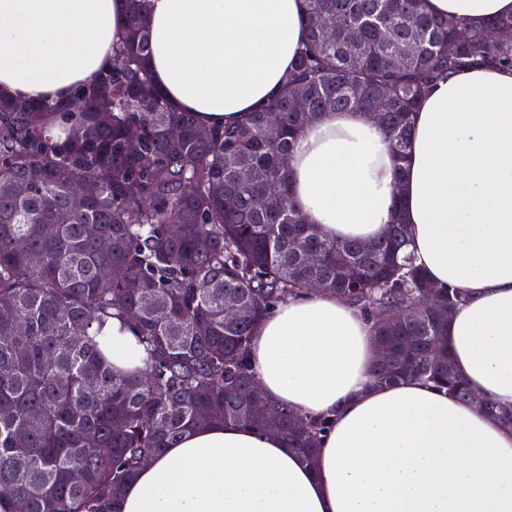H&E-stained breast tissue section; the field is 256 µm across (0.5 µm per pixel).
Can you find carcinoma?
<instances>
[{
  "mask_svg": "<svg viewBox=\"0 0 512 512\" xmlns=\"http://www.w3.org/2000/svg\"><path fill=\"white\" fill-rule=\"evenodd\" d=\"M126 2L114 66L79 88L78 111L0 96V485L12 489L10 512H119L144 456L187 431L265 428L230 388L256 385L255 325L313 278L373 320L377 343L396 346L375 363V382L423 379L462 401L467 392L452 360L434 354L448 351V317L424 307L428 279L405 253L401 216L368 254L358 241H330L294 208L288 164L319 115L370 112L381 93L390 102L381 125L402 158L411 114L435 84L474 65L512 66V43L486 37L512 28V16L466 21L425 0H303L307 37L278 94L201 139L196 115L152 81L149 0ZM398 41L417 53H398ZM297 98L308 111H293ZM83 183L95 195L74 210ZM311 249L324 258L317 269L304 260ZM226 301L252 314L228 323ZM393 306L404 310L398 323L386 321ZM114 314L132 321L144 369L112 368L95 340ZM279 411L288 447L315 457L327 421Z\"/></svg>",
  "mask_w": 512,
  "mask_h": 512,
  "instance_id": "obj_1",
  "label": "carcinoma"
}]
</instances>
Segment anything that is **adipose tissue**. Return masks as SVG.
Listing matches in <instances>:
<instances>
[{"label": "adipose tissue", "mask_w": 512, "mask_h": 512, "mask_svg": "<svg viewBox=\"0 0 512 512\" xmlns=\"http://www.w3.org/2000/svg\"><path fill=\"white\" fill-rule=\"evenodd\" d=\"M486 19L512 0H427ZM302 0H151V74L178 109L221 126L280 89L305 38ZM125 0H0V92L69 103L111 70ZM295 208L330 240L369 242L394 214L429 283L467 301L448 349L482 398L512 408V70L477 65L438 82L412 116L404 159L367 112H329L288 167ZM112 365L140 366L130 322L108 323ZM368 317L311 292L253 333L268 402L327 418L314 463L283 438L233 423L188 431L143 465L120 512H512V426L447 390L373 382Z\"/></svg>", "instance_id": "adipose-tissue-1"}]
</instances>
